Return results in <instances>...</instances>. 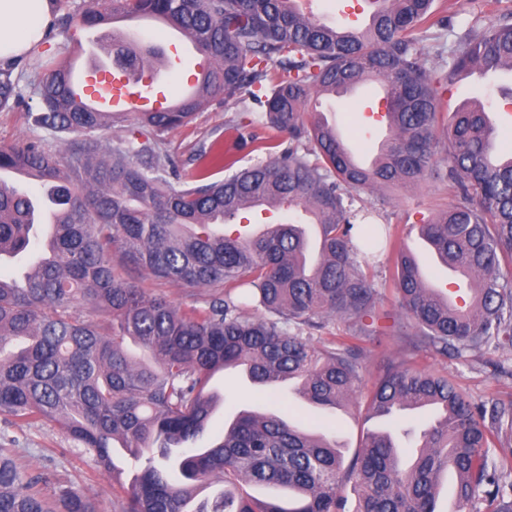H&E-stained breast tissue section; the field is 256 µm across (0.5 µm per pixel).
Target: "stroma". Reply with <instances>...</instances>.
<instances>
[{"mask_svg": "<svg viewBox=\"0 0 512 512\" xmlns=\"http://www.w3.org/2000/svg\"><path fill=\"white\" fill-rule=\"evenodd\" d=\"M22 102L0 111V142L13 143L31 137L26 119L28 106L37 104L32 86L23 85ZM482 99L498 118L500 139L512 141V76L491 85L461 77L449 85L443 97L445 112L451 113L468 99ZM374 98L353 100L345 97L319 99L314 108L327 116H335L351 142H358L366 126L372 125L371 112L377 109ZM240 115L223 97H215L211 105L196 113L192 121L163 136L167 151L179 168H187L188 158L201 142L224 136L227 121L239 120ZM448 185L431 178L416 188L393 185L383 188L381 196L357 195L355 207L375 210V221L390 225L414 255H422L425 243L419 236L423 219L448 201ZM407 360L422 368L439 369L464 388L475 401L512 396V376H492L480 357L461 360L442 356L430 348L421 347L418 336H381L367 345L363 362L362 383L355 394L363 399L375 378L389 365ZM213 386L224 397L203 436L199 447H207L224 433L228 415L240 409L262 407L286 418L303 423L308 429L335 433L344 447L346 457H353L361 448L366 433L378 428L379 420L367 419L364 412H350L334 420L321 410L282 388L257 399V391L244 376L234 371L218 374ZM0 448L14 449L18 461L28 474L38 477V490L52 497L59 485L71 484L83 489L96 502L99 512H116L121 484L130 483L139 468L123 450H115L114 460L121 470L120 481L100 472L89 456L81 454L68 434L57 424L46 422L33 426H14L0 419Z\"/></svg>", "mask_w": 512, "mask_h": 512, "instance_id": "35a3bbf8", "label": "stroma"}]
</instances>
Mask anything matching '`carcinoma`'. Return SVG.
Wrapping results in <instances>:
<instances>
[{"instance_id":"carcinoma-1","label":"carcinoma","mask_w":512,"mask_h":512,"mask_svg":"<svg viewBox=\"0 0 512 512\" xmlns=\"http://www.w3.org/2000/svg\"><path fill=\"white\" fill-rule=\"evenodd\" d=\"M294 0H93L59 21L93 29L119 15H149L196 38L207 60L198 97L172 112H92L75 98L70 61L47 73L32 64L39 106L32 129L53 135L0 145V171L24 169L53 184L60 206L52 249L32 261L23 284L0 276V417L58 423L98 469L117 476L114 445L145 459L118 512H437L440 480L452 475L454 512H512V462L496 452L512 429V399L476 402L440 370L399 363L373 383L366 414L388 422L366 434L344 464L335 438L283 416L243 410L224 436L196 447L224 398L210 389L242 368L263 393L294 381V393L334 411L354 399L364 343L404 328L382 309V291L423 342L460 359L478 352L493 373L512 361V152L502 149L485 105L443 111L448 82L479 69L512 71V6H496L457 33L456 0H367L362 28L328 25ZM118 47L134 71L155 48ZM20 77L0 69V109L21 98ZM388 90L390 145L368 168L345 157L336 128L309 110L313 98L354 83ZM288 134L268 159L243 169L224 142L198 146L195 172L180 176L161 135L188 124L216 96ZM124 134L112 136L115 128ZM221 181L211 177L220 171ZM437 175L448 204L420 225L428 257L462 269L474 284L466 308L426 286L422 265L384 226L353 208L354 195ZM312 216L268 236L213 229L253 203ZM37 202L0 180V257L36 248ZM393 259L377 283L375 260ZM211 290L206 306L175 305L140 288L135 275ZM246 301H241V298ZM89 309L84 315L82 308ZM347 323L320 346L322 316ZM393 320L385 326L384 320ZM432 408L411 460L394 430ZM219 478L224 491L188 505ZM286 489L294 506L261 501L239 484ZM10 449L0 448V512H96L85 492L62 485L49 502Z\"/></svg>"}]
</instances>
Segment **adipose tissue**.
<instances>
[{
	"mask_svg": "<svg viewBox=\"0 0 512 512\" xmlns=\"http://www.w3.org/2000/svg\"><path fill=\"white\" fill-rule=\"evenodd\" d=\"M55 17V0H0V66L39 51Z\"/></svg>",
	"mask_w": 512,
	"mask_h": 512,
	"instance_id": "1",
	"label": "adipose tissue"
}]
</instances>
